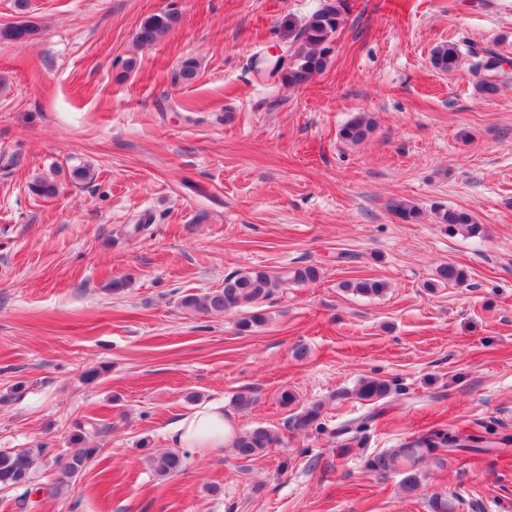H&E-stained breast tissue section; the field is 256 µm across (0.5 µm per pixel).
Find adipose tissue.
<instances>
[{"label": "adipose tissue", "mask_w": 512, "mask_h": 512, "mask_svg": "<svg viewBox=\"0 0 512 512\" xmlns=\"http://www.w3.org/2000/svg\"><path fill=\"white\" fill-rule=\"evenodd\" d=\"M169 432L175 444L201 451L223 447L235 434L224 416V403L220 400L210 401L178 419Z\"/></svg>", "instance_id": "ef3b65f1"}]
</instances>
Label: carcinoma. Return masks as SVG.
Segmentation results:
<instances>
[{"label": "carcinoma", "mask_w": 512, "mask_h": 512, "mask_svg": "<svg viewBox=\"0 0 512 512\" xmlns=\"http://www.w3.org/2000/svg\"><path fill=\"white\" fill-rule=\"evenodd\" d=\"M347 11L345 0H330L322 8L314 12L294 33L288 65L280 69L281 83L292 87L308 84L315 74L321 72L329 61L335 35L344 23ZM178 20L173 11L162 10L148 16L134 34L136 44L141 47L151 46L158 38L171 30ZM36 34V27L30 21L20 19L0 24V42H25ZM461 54L458 46L452 42L442 44L433 50L431 62L441 72H451L459 67ZM471 71L477 77L476 90L484 96L498 92L501 80L489 75L485 58L475 60ZM198 62L192 57L184 59L176 74V79L189 83L196 79ZM372 130V120L365 112L357 113L340 130L342 140L359 143L366 139ZM28 190L38 197H54L59 193V184L55 178L47 175H36L28 183ZM393 215L405 222H416L419 209L402 200L393 201L389 205ZM437 222L448 225L451 230H458L470 237H479L485 231L484 225L478 223L475 216L466 210L438 207L435 209ZM320 277V270L314 265H301L289 270L276 272L264 268L250 267L237 270L224 277V286L202 296L186 294L180 300L182 308L197 312L235 313V325L239 333H250L268 321L267 313L262 310V303L276 290L290 283L302 284L312 282ZM468 280L467 271L460 265L444 263L435 270L434 278L425 287L434 289L438 286H461ZM342 287L363 297H379L387 289L386 283L376 279H362L345 282ZM397 391V385L390 380L378 377H362L352 390H342L333 398L344 401L350 397L376 405ZM323 405L314 402L293 418V427L298 430L322 429ZM376 416L370 413L364 417L349 420L336 429V436H351L356 439L367 429V424ZM454 445H448V427L435 428L421 436L406 441L398 448L386 452L371 454L364 460L366 471L374 474H385L397 471L403 474L402 486L405 492L416 491L420 479L425 475L426 468L434 464L442 466L447 455L460 452H485L489 444L479 445L484 436L474 432H455ZM74 440L81 447L74 449L63 462L54 483L49 489L52 496H58L67 490L73 481L86 469L88 463L97 455L99 448L86 444L84 426H78V434ZM280 442L279 437L270 428L262 425L254 426L236 434L233 441L234 452L239 459H251ZM45 455V449L36 451H2L0 450V490L21 489L31 484L37 461ZM148 466L158 477L166 478L175 475L184 466V454L176 450L149 453L146 455ZM431 512H457L459 499L446 493L437 492L430 499Z\"/></svg>", "instance_id": "1"}]
</instances>
